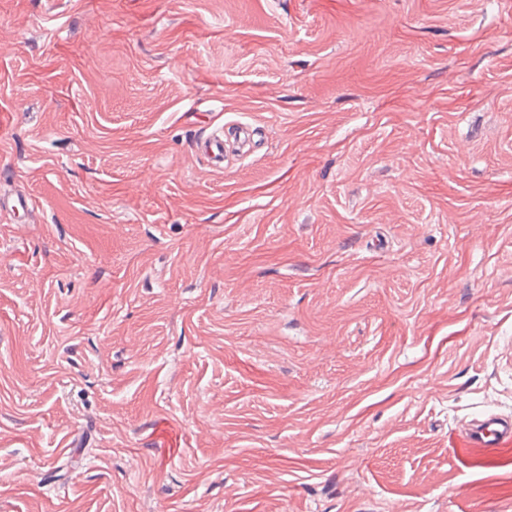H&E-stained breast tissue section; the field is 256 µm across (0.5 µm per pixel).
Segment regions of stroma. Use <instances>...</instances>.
Instances as JSON below:
<instances>
[{
    "instance_id": "obj_1",
    "label": "stroma",
    "mask_w": 512,
    "mask_h": 512,
    "mask_svg": "<svg viewBox=\"0 0 512 512\" xmlns=\"http://www.w3.org/2000/svg\"><path fill=\"white\" fill-rule=\"evenodd\" d=\"M0 191V512H512V0H0ZM234 140L232 150L239 156L247 155L253 148L258 127L248 122L234 123ZM200 149L213 165L222 167L230 151V145L224 138V128H214L201 141ZM468 426L459 448L487 454L512 446V419L509 417L488 415L472 420Z\"/></svg>"
}]
</instances>
